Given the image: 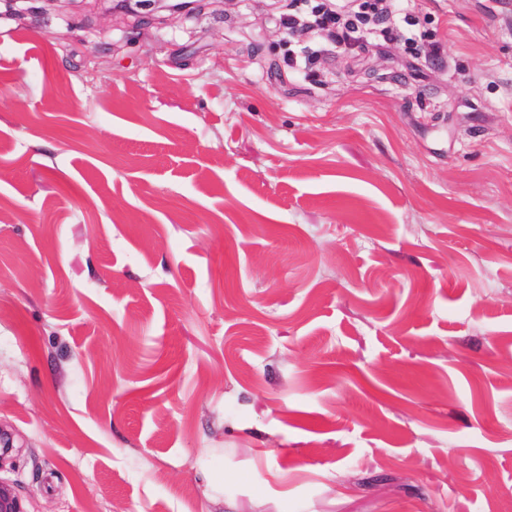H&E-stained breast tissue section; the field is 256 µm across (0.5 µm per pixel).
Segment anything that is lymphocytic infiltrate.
<instances>
[{
	"instance_id": "1",
	"label": "lymphocytic infiltrate",
	"mask_w": 512,
	"mask_h": 512,
	"mask_svg": "<svg viewBox=\"0 0 512 512\" xmlns=\"http://www.w3.org/2000/svg\"><path fill=\"white\" fill-rule=\"evenodd\" d=\"M296 50L283 59L290 70L307 67L318 51L302 38H318L336 50L353 53L369 40L415 45L426 32L419 15L404 0H295L292 13L281 15Z\"/></svg>"
}]
</instances>
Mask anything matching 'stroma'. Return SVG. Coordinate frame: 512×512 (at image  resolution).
I'll use <instances>...</instances> for the list:
<instances>
[{
    "label": "stroma",
    "instance_id": "obj_1",
    "mask_svg": "<svg viewBox=\"0 0 512 512\" xmlns=\"http://www.w3.org/2000/svg\"><path fill=\"white\" fill-rule=\"evenodd\" d=\"M414 5L421 50L304 75L276 71L288 0H0V480L28 512L512 499V23Z\"/></svg>",
    "mask_w": 512,
    "mask_h": 512
}]
</instances>
